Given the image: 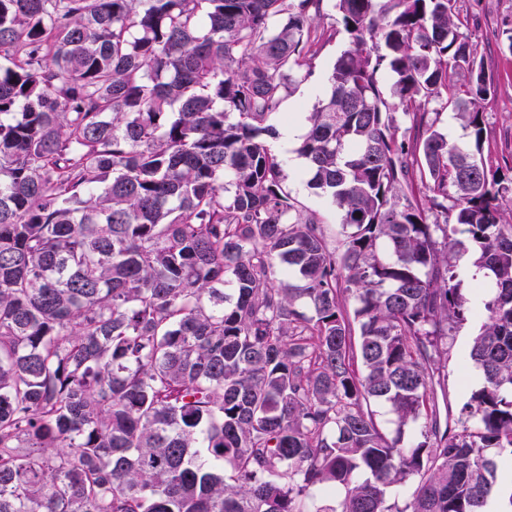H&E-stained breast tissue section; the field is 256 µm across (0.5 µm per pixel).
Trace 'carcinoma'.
<instances>
[{"label":"carcinoma","mask_w":512,"mask_h":512,"mask_svg":"<svg viewBox=\"0 0 512 512\" xmlns=\"http://www.w3.org/2000/svg\"><path fill=\"white\" fill-rule=\"evenodd\" d=\"M319 3L0 0V512H512L493 81L457 0H337L349 46L298 148L337 255L264 141ZM470 318L482 385L450 433L429 383ZM429 112H440L437 116L438 125L447 134L448 140L458 144L468 141L467 130L464 128L463 122L456 118L452 105L446 104L445 99L432 102L429 105Z\"/></svg>","instance_id":"obj_1"}]
</instances>
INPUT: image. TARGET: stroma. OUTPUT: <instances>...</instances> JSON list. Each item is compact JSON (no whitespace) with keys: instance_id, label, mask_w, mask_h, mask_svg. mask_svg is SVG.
Returning <instances> with one entry per match:
<instances>
[{"instance_id":"stroma-1","label":"stroma","mask_w":512,"mask_h":512,"mask_svg":"<svg viewBox=\"0 0 512 512\" xmlns=\"http://www.w3.org/2000/svg\"><path fill=\"white\" fill-rule=\"evenodd\" d=\"M462 31L477 41L487 72L496 91L483 103L486 131L482 146L484 159L492 165L512 167V51L503 44L504 33L512 28V0H458ZM314 33L321 39L303 73L283 89L279 104L267 122L273 127L286 124L293 112H312L327 91V78L349 39L339 22L336 0H321ZM283 189L304 213L315 215L330 249L341 250L344 230L341 214L328 199L308 185L307 170L284 169ZM480 322L469 319L458 325L448 338V360L435 374L431 390L440 412L441 424L456 428L459 411L478 388V370L469 358L473 337Z\"/></svg>"}]
</instances>
